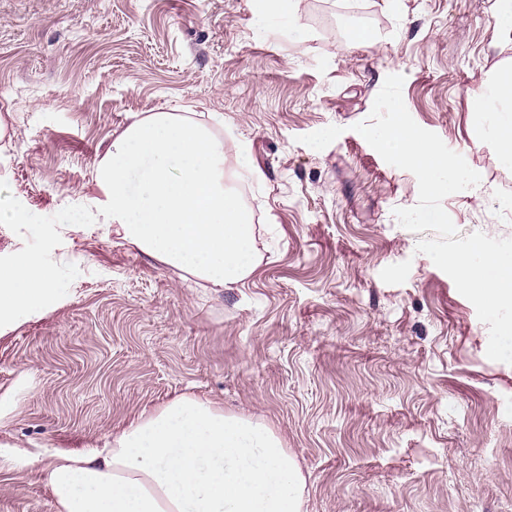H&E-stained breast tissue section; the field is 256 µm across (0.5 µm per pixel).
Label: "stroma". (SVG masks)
Listing matches in <instances>:
<instances>
[{
  "instance_id": "1",
  "label": "stroma",
  "mask_w": 512,
  "mask_h": 512,
  "mask_svg": "<svg viewBox=\"0 0 512 512\" xmlns=\"http://www.w3.org/2000/svg\"><path fill=\"white\" fill-rule=\"evenodd\" d=\"M495 0H0V259L56 295L0 330V512H54L43 461L100 448L179 396L263 419L306 477L303 512H512V364L394 211L414 174L355 131L386 76L480 173L442 206L459 235L512 238V167L471 97L512 43ZM360 27L372 39L354 42ZM223 116L256 176L262 260L192 288L96 219L95 162L131 115ZM254 20L259 28L272 23H288V31L297 29V19L293 14L292 0H254ZM492 18L500 40L512 42V1L497 0Z\"/></svg>"
}]
</instances>
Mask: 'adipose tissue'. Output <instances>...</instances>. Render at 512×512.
Masks as SVG:
<instances>
[{"mask_svg":"<svg viewBox=\"0 0 512 512\" xmlns=\"http://www.w3.org/2000/svg\"><path fill=\"white\" fill-rule=\"evenodd\" d=\"M494 115L499 159L512 166V65L493 73L471 106ZM226 146L187 114L133 120L94 167L99 215L122 240L182 279L232 288L261 261L258 229L226 183ZM56 293L53 270L27 251L0 264V326ZM43 470L56 512H302L305 477L263 420L180 396L141 416L111 443L51 452Z\"/></svg>","mask_w":512,"mask_h":512,"instance_id":"obj_1","label":"adipose tissue"}]
</instances>
